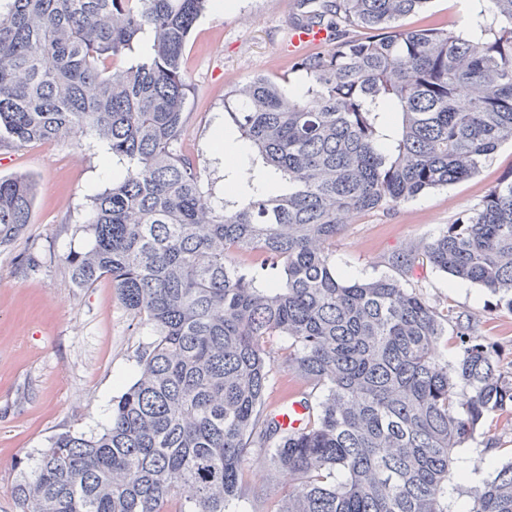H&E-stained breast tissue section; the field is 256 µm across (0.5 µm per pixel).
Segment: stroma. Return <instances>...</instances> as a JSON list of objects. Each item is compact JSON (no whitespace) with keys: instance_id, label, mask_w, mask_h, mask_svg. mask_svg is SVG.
I'll list each match as a JSON object with an SVG mask.
<instances>
[{"instance_id":"1","label":"stroma","mask_w":512,"mask_h":512,"mask_svg":"<svg viewBox=\"0 0 512 512\" xmlns=\"http://www.w3.org/2000/svg\"><path fill=\"white\" fill-rule=\"evenodd\" d=\"M299 14L297 0H238L237 10L210 11L196 23L184 53L194 91L177 149L195 160L205 191L223 195L231 171L214 145L215 132L231 126L225 93L257 72L287 75L291 90L306 85L287 47ZM471 23L455 0H432L404 21L412 29ZM106 150L91 135L0 149V176L24 174L36 185L31 224L12 246L0 248V512H14L18 462L37 456L60 432L90 434L108 424L113 398L134 382L136 356L153 336L110 281L76 287L62 260L87 246L79 225L90 195L111 183L100 168ZM511 175L512 143L506 142L474 177L348 218L329 246L337 275L360 281L390 276L421 287L437 311L471 320L479 335L498 345L501 364L512 365V311L496 296L437 270L423 256L408 272L391 263L410 245L438 236ZM31 247L41 252L44 267L18 277V257ZM511 457L512 425L487 422L457 454L448 481L450 512H460L464 493L480 488Z\"/></svg>"}]
</instances>
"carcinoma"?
<instances>
[{"instance_id":"obj_1","label":"carcinoma","mask_w":512,"mask_h":512,"mask_svg":"<svg viewBox=\"0 0 512 512\" xmlns=\"http://www.w3.org/2000/svg\"><path fill=\"white\" fill-rule=\"evenodd\" d=\"M429 0H299L301 19L336 31L300 57L298 94L256 74L224 94L239 139L281 185L236 177L238 198L205 193L177 152L192 85L184 52L212 0H9L0 11V148L93 135L122 170L93 194L82 252L64 257L80 288L112 283L153 339L109 423L56 435L23 464L15 512H231L242 464L267 456L292 490L277 512H448L456 452L485 420L512 416V370L471 322L453 325L416 287L336 275L328 245L345 219L468 179L512 142V0L477 37L405 29ZM363 29L369 36L355 38ZM151 46L121 60L144 34ZM36 186L0 178V248L32 223ZM423 254L512 312V176ZM284 279L267 288L232 257ZM28 251L17 273L41 271ZM288 339L277 360L266 349ZM293 375L305 409L288 429L265 402ZM464 512H512V461L469 493Z\"/></svg>"}]
</instances>
